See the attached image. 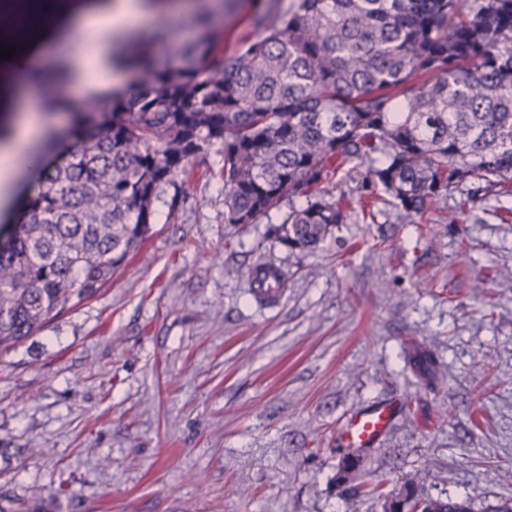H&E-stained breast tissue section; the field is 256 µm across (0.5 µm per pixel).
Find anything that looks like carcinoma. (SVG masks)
I'll return each mask as SVG.
<instances>
[{
	"mask_svg": "<svg viewBox=\"0 0 512 512\" xmlns=\"http://www.w3.org/2000/svg\"><path fill=\"white\" fill-rule=\"evenodd\" d=\"M197 34L158 61L151 41L119 53L138 62L134 88L104 110L81 99L55 65L42 100L71 114L52 140L62 162L25 193L0 239V351L92 296L147 236L153 204L186 197L180 168L215 146L223 156L224 223L259 224L288 206L269 234L313 251L346 215L312 195L355 161L402 220L467 184L512 192V0H269L249 16L256 38L224 51L211 25L226 0H193ZM304 196L307 205L290 202ZM256 292L285 274L255 267ZM354 496L383 512H470L465 501L384 490Z\"/></svg>",
	"mask_w": 512,
	"mask_h": 512,
	"instance_id": "obj_1",
	"label": "carcinoma"
}]
</instances>
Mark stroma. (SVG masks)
<instances>
[{"label":"stroma","mask_w":512,"mask_h":512,"mask_svg":"<svg viewBox=\"0 0 512 512\" xmlns=\"http://www.w3.org/2000/svg\"><path fill=\"white\" fill-rule=\"evenodd\" d=\"M222 167L187 164L111 282L0 352V512H382L339 483L337 433L394 397L354 484L427 467L425 494L475 512L512 497V194L403 223L364 215L348 165L325 185L345 222L293 252L225 223ZM260 262L288 274L276 300L251 292Z\"/></svg>","instance_id":"obj_1"}]
</instances>
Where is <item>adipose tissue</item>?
<instances>
[{
  "label": "adipose tissue",
  "instance_id": "adipose-tissue-1",
  "mask_svg": "<svg viewBox=\"0 0 512 512\" xmlns=\"http://www.w3.org/2000/svg\"><path fill=\"white\" fill-rule=\"evenodd\" d=\"M159 10L152 0H90L72 7L48 35L32 43L30 63L12 67L7 130L0 138L1 219L9 222L14 218L22 181L18 161L40 164L43 145L52 133L33 77L45 66L44 55L60 53L68 59L67 76L76 96H106L112 89L130 85L129 72L116 59L121 39L152 33ZM74 30L92 34L91 51L72 43L70 33Z\"/></svg>",
  "mask_w": 512,
  "mask_h": 512
}]
</instances>
